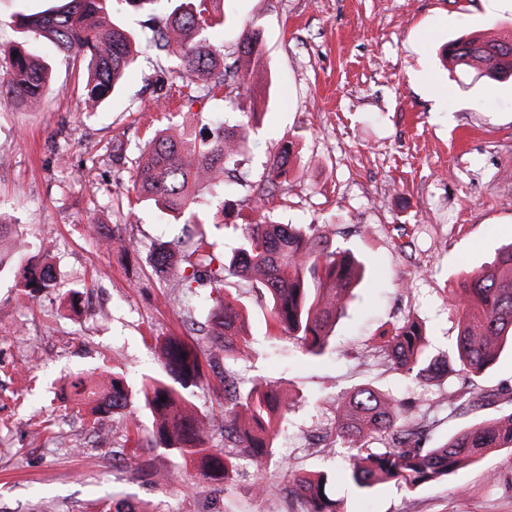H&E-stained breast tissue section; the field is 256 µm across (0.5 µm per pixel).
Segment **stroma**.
I'll return each instance as SVG.
<instances>
[{"label":"stroma","instance_id":"stroma-1","mask_svg":"<svg viewBox=\"0 0 512 512\" xmlns=\"http://www.w3.org/2000/svg\"><path fill=\"white\" fill-rule=\"evenodd\" d=\"M224 29L214 39L232 54L241 30L262 39L259 125L242 161L258 181L294 134L298 147L277 194L275 220L319 224L366 266L324 355L271 338L269 306L248 285L237 296L249 349L232 363L241 391L263 384L294 406L274 442L266 474L274 493L252 491L251 468H229L215 485L193 478L184 459L156 449L151 476L118 458L120 437L95 436L75 404L72 377L89 371L106 386L113 371L131 387L158 370V339L176 335L205 347L208 289L185 295L151 271V246L177 238L183 219L150 202L113 207L130 185L132 163L149 130L235 118L245 95L204 99L157 111L153 80L164 58L150 45L157 0L116 15L140 37L137 60L120 91L97 111L71 90L79 60L38 40L34 49L54 85L31 108L0 100V222L29 240V258L50 264L55 287L28 298L11 272L0 273V512H108L125 498L143 512H302L283 486L287 470L327 472L342 512H512V453L501 452L413 489L381 484L367 492L346 475L344 449L331 427L344 394L368 384L436 409L439 441L478 420L512 412L503 400L478 410L436 408L463 377L411 380L378 348L406 319L425 325L430 357L451 355L463 271L491 264L512 242V79H452L442 62L448 41L477 31L512 32L499 0H224ZM202 193L197 220L218 255L239 245L248 188ZM71 289L81 304L62 300ZM183 473L171 485L157 481Z\"/></svg>","mask_w":512,"mask_h":512}]
</instances>
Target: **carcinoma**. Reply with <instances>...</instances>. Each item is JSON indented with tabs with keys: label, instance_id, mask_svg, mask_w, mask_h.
I'll return each instance as SVG.
<instances>
[{
	"label": "carcinoma",
	"instance_id": "cac0c4a2",
	"mask_svg": "<svg viewBox=\"0 0 512 512\" xmlns=\"http://www.w3.org/2000/svg\"><path fill=\"white\" fill-rule=\"evenodd\" d=\"M111 0H64L58 9L16 14L18 39L1 49L5 71L0 79V99L22 105L38 103L50 90L46 64L29 50L28 42L43 38L60 50L72 53L85 64L72 92L83 110L91 112L112 95L134 62V35L108 20ZM221 0H172L167 16L154 30L153 45L174 66L156 80L154 106L161 110L177 96L189 108L201 98H216L225 90L252 94L248 63L259 58L258 31L242 30L236 54L224 55L213 33L224 26ZM448 64L465 75L475 72L493 80L512 76V40L482 34L448 43ZM256 112H241V120L217 125L209 135L185 129L178 133L156 132L148 141L132 173L131 189L138 201H151L178 216H193L201 191L224 188V175L240 164L247 130ZM298 143L285 134L260 183L250 185L254 195L237 252L228 259L214 252L205 231H195L183 245L196 261L180 266L172 244L152 246L153 272L173 280L187 292L209 287L221 291L227 276L247 278L269 297L271 334L291 340L306 353L321 355L336 319L343 313L351 289L359 281L361 267L351 253L336 245L329 233L315 224L306 227L280 224L272 215L278 187L287 181L291 159ZM20 267L16 285L35 296L55 287L46 265L33 264L23 244L0 247V270ZM459 333L455 360H444V372L476 375L493 365L499 353L512 345V244L502 247L490 267L469 273L461 282L458 297ZM211 342L226 359H239L243 351L242 316L227 299L211 310ZM427 337L421 324L407 321L383 342L386 357L413 380H430L436 361L426 355ZM162 372L143 376L140 391L154 418L152 433L141 436L136 419L125 423L129 453L123 456L135 470L143 467L145 452L163 448L196 464L194 477L221 481L233 458L241 455L258 473L273 453L277 430L273 416L293 405L285 393L253 387L239 391L237 381L224 372V448L210 445V432L195 413L185 390L201 376L198 353L179 339L161 346ZM179 387H174L173 383ZM73 397L90 406L97 424L114 407L127 408L130 390L122 373L114 371L106 391L92 384L89 376L72 382ZM504 392L460 388L442 394L437 404L454 410L472 411L490 405ZM429 422L413 413L401 399L369 385L348 392L340 401L332 433L346 449L349 478L360 490L395 483L406 488L437 481L449 473L475 464L504 449H512V412L481 420L458 429L447 439L427 446ZM296 496L304 512H340L338 502L327 493L326 474H292Z\"/></svg>",
	"mask_w": 512,
	"mask_h": 512
}]
</instances>
